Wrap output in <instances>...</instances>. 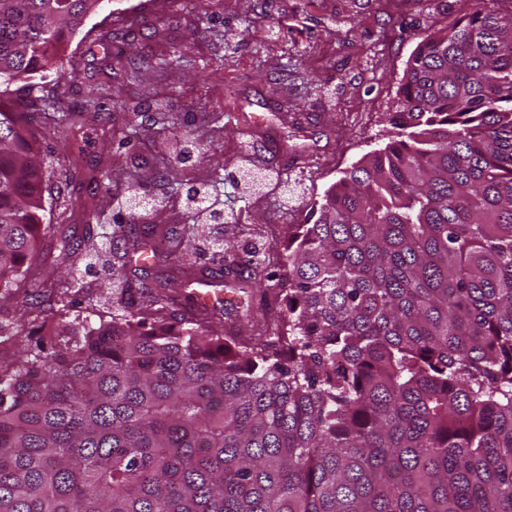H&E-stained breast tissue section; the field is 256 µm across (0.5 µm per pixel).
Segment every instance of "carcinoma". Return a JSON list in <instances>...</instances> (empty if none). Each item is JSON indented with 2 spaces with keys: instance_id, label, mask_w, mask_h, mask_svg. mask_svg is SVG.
<instances>
[{
  "instance_id": "1",
  "label": "carcinoma",
  "mask_w": 512,
  "mask_h": 512,
  "mask_svg": "<svg viewBox=\"0 0 512 512\" xmlns=\"http://www.w3.org/2000/svg\"><path fill=\"white\" fill-rule=\"evenodd\" d=\"M101 2L0 0V298L58 241L18 328L69 306L81 253L123 261L140 245L126 224L99 243L90 224L76 238L43 223L48 170L9 106L74 68L67 47ZM397 97L390 141L288 232L267 335L179 307L174 278L125 276L124 313L68 334L44 320L0 361V512H512V13L478 2L425 36ZM200 152L164 139L155 178ZM242 160L253 191L263 177ZM141 188L115 185L132 217L159 203ZM220 196L185 191L192 224L162 256L184 275ZM263 273L228 242L207 282Z\"/></svg>"
}]
</instances>
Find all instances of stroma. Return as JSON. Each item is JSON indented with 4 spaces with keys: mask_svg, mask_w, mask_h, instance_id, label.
I'll list each match as a JSON object with an SVG mask.
<instances>
[{
    "mask_svg": "<svg viewBox=\"0 0 512 512\" xmlns=\"http://www.w3.org/2000/svg\"><path fill=\"white\" fill-rule=\"evenodd\" d=\"M464 0H103L67 52L74 68L39 82L45 103L30 123L45 161L44 221L81 231L128 220L118 199L97 183L112 159L139 175L153 194V149L163 127L191 130L207 152L181 166L179 180L224 183L230 224H203L198 266H210L217 244L232 241L242 262L260 244L280 247L288 227L303 223L343 171L390 140L387 115L407 61L423 37L454 24ZM95 100L99 115L74 127V149L53 130L69 112ZM297 192L284 200L269 184L242 196L232 180L242 144ZM112 309L103 270L83 287L60 326L86 311L88 296Z\"/></svg>",
    "mask_w": 512,
    "mask_h": 512,
    "instance_id": "35a3bbf8",
    "label": "stroma"
}]
</instances>
